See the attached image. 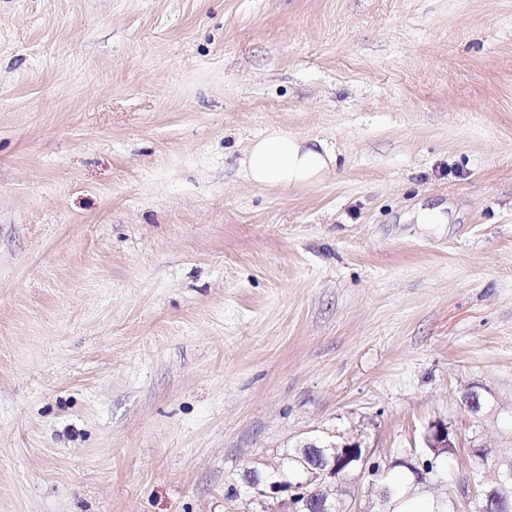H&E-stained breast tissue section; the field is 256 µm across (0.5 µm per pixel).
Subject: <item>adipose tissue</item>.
Here are the masks:
<instances>
[{"label":"adipose tissue","instance_id":"1","mask_svg":"<svg viewBox=\"0 0 512 512\" xmlns=\"http://www.w3.org/2000/svg\"><path fill=\"white\" fill-rule=\"evenodd\" d=\"M335 167L336 154L325 141L302 137L280 126L253 138L244 160L246 178L268 188L313 185Z\"/></svg>","mask_w":512,"mask_h":512}]
</instances>
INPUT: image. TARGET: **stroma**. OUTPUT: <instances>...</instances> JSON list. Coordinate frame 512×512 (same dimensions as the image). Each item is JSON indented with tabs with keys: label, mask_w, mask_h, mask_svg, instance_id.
<instances>
[{
	"label": "stroma",
	"mask_w": 512,
	"mask_h": 512,
	"mask_svg": "<svg viewBox=\"0 0 512 512\" xmlns=\"http://www.w3.org/2000/svg\"><path fill=\"white\" fill-rule=\"evenodd\" d=\"M272 126L335 172L250 183ZM438 423L431 498L512 449V0H0V512H286ZM425 444L427 448L436 450L438 448H448V427L434 425L425 435ZM457 448H448V451L441 452L437 455L421 456V466L423 470H434L438 463L443 460H449L455 455ZM328 455L329 459L321 466H308L303 464V474L306 476L305 485H313L315 490L321 493L319 512H339L344 511L336 507V499L330 496L325 484L329 481H341L348 473V468H358L361 470L368 464V455L362 452L358 442L338 445L330 444L319 447ZM353 448L352 452L348 449ZM351 466V467H349ZM299 492L302 498H306L311 511H316V503L319 501L317 493L312 486L301 487Z\"/></svg>",
	"instance_id": "35a3bbf8"
}]
</instances>
